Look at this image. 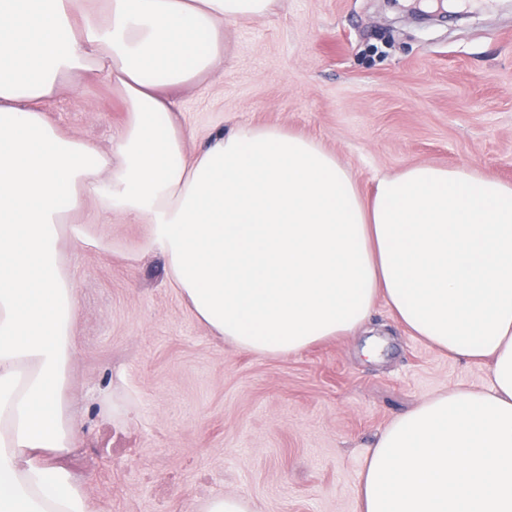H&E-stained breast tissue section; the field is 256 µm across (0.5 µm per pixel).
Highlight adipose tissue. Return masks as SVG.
<instances>
[{
  "label": "adipose tissue",
  "mask_w": 512,
  "mask_h": 512,
  "mask_svg": "<svg viewBox=\"0 0 512 512\" xmlns=\"http://www.w3.org/2000/svg\"><path fill=\"white\" fill-rule=\"evenodd\" d=\"M272 3L0 0V512H94L65 463L77 300L58 265L84 195L151 223L182 296L237 348L299 352L381 299L413 335L490 360V391L448 390L379 436L359 498L362 512H512V185L417 164L367 203L323 147L275 127L185 151L170 90L221 78L225 23ZM101 72L130 114L107 155L45 110L62 78Z\"/></svg>",
  "instance_id": "1"
}]
</instances>
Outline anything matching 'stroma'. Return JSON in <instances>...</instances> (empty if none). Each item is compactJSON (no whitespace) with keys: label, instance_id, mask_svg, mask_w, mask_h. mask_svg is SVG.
<instances>
[{"label":"stroma","instance_id":"stroma-1","mask_svg":"<svg viewBox=\"0 0 512 512\" xmlns=\"http://www.w3.org/2000/svg\"><path fill=\"white\" fill-rule=\"evenodd\" d=\"M411 5L277 0L225 24L223 77L175 94L187 153L271 126L319 143L366 199L413 164L512 183V10L478 0L465 19L422 27ZM48 109L104 153L129 120L102 75L64 80ZM152 237L92 196L60 229L77 297L67 465L96 512H201L215 494L253 512H361L366 457L396 418L492 386L489 364L411 335L381 300L358 331L294 354L236 348L183 299Z\"/></svg>","mask_w":512,"mask_h":512}]
</instances>
